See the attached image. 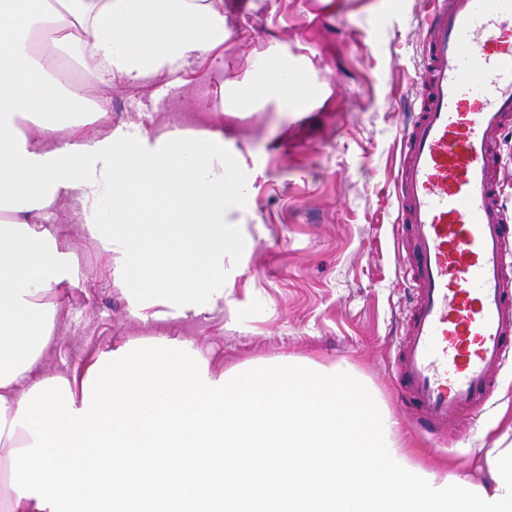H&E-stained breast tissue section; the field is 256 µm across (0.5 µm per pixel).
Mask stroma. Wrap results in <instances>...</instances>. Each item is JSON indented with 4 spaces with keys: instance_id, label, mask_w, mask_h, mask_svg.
Returning <instances> with one entry per match:
<instances>
[{
    "instance_id": "1",
    "label": "stroma",
    "mask_w": 512,
    "mask_h": 512,
    "mask_svg": "<svg viewBox=\"0 0 512 512\" xmlns=\"http://www.w3.org/2000/svg\"><path fill=\"white\" fill-rule=\"evenodd\" d=\"M427 13L425 0H224V58L192 64L189 83L172 91L169 78L155 74L139 83L138 100L122 81L90 86L112 109L110 125L87 127L91 138L131 121L151 137L223 130L229 173L246 184L224 208L225 223L237 227L230 262L238 273L213 312L140 319L131 307L136 281L116 278L115 259L84 229L80 202L61 199L47 227L73 255L79 282L54 290L58 317L43 372L68 376L102 349L161 338L189 343L218 372L348 363L398 421L414 464L447 462L479 477L487 449L512 426V362L489 410L449 431L441 447L401 408L389 363L408 296L393 180ZM274 47L305 60L307 78L324 87L319 104L304 112L271 104L179 111L180 102L219 97L224 85L249 84Z\"/></svg>"
}]
</instances>
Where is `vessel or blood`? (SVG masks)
<instances>
[{"label":"vessel or blood","instance_id":"obj_1","mask_svg":"<svg viewBox=\"0 0 512 512\" xmlns=\"http://www.w3.org/2000/svg\"><path fill=\"white\" fill-rule=\"evenodd\" d=\"M414 108L394 193L412 298L391 361L417 427L479 415L512 360V0H428Z\"/></svg>","mask_w":512,"mask_h":512}]
</instances>
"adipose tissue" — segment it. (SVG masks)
<instances>
[{"label": "adipose tissue", "instance_id": "1", "mask_svg": "<svg viewBox=\"0 0 512 512\" xmlns=\"http://www.w3.org/2000/svg\"><path fill=\"white\" fill-rule=\"evenodd\" d=\"M224 0H0V512H40L10 485L11 449L32 444L11 428L24 394L45 380L56 309L53 286L76 284L71 256L45 222L67 196L99 248L136 276V311L160 304L200 315L224 300L236 247L224 203L244 186L228 177L223 130L147 137L129 123L85 143L107 101L74 93L62 72L77 63L95 79L134 84L157 73L183 81L191 65L224 56ZM284 89H231L233 102L276 100L305 110L315 87L273 54ZM69 140L56 142L59 132Z\"/></svg>", "mask_w": 512, "mask_h": 512}]
</instances>
